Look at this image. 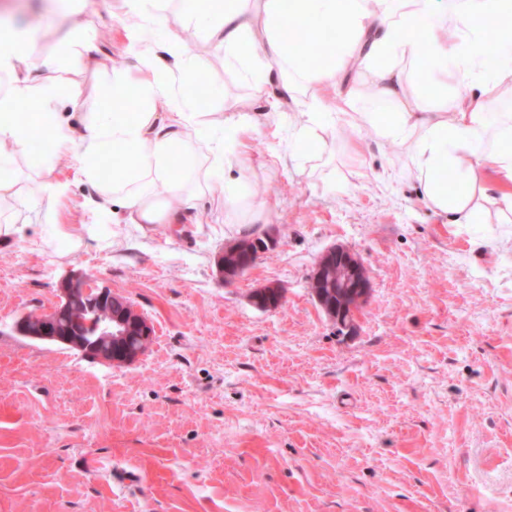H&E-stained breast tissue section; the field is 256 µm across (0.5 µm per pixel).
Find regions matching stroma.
<instances>
[{
	"mask_svg": "<svg viewBox=\"0 0 512 512\" xmlns=\"http://www.w3.org/2000/svg\"><path fill=\"white\" fill-rule=\"evenodd\" d=\"M113 0L77 12L53 0H19L15 25L38 29L45 54L94 39L96 57L124 59L126 31ZM164 23L146 27L163 51L185 42L204 112L258 118L244 141L248 200L266 205L261 232L277 239L238 282L215 257L241 236L237 216L210 192L177 224L139 231L91 209L93 188L62 155L24 158L28 201L0 217L29 239L0 247V512H512V223L488 205L473 224H451L412 181L397 143L360 123L322 134L302 152L268 79H242L224 52L162 0ZM85 106L56 83L57 109L82 128L102 81L81 75ZM67 181L41 193L39 175ZM264 186L254 194V186ZM94 234L70 252L53 223ZM342 244L371 281L354 333L340 335L308 276ZM83 270L129 298L155 341L121 368L19 335L17 315L57 301V285ZM286 289L281 307L249 301L265 283Z\"/></svg>",
	"mask_w": 512,
	"mask_h": 512,
	"instance_id": "stroma-1",
	"label": "stroma"
}]
</instances>
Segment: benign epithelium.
<instances>
[{
    "mask_svg": "<svg viewBox=\"0 0 512 512\" xmlns=\"http://www.w3.org/2000/svg\"><path fill=\"white\" fill-rule=\"evenodd\" d=\"M274 245L269 235L225 244L216 261L221 279L226 284L237 281ZM309 281L327 319L338 330H352L356 313L371 291L359 255L342 244L330 246L317 258ZM57 291L58 301L49 310L26 314L16 321L20 335L65 346L110 367L132 365L151 349L154 327L149 319L87 274L74 273L62 279ZM250 301L260 310H275L285 301V289L268 282L250 294Z\"/></svg>",
    "mask_w": 512,
    "mask_h": 512,
    "instance_id": "obj_1",
    "label": "benign epithelium"
}]
</instances>
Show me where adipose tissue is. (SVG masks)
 <instances>
[{
    "label": "adipose tissue",
    "mask_w": 512,
    "mask_h": 512,
    "mask_svg": "<svg viewBox=\"0 0 512 512\" xmlns=\"http://www.w3.org/2000/svg\"><path fill=\"white\" fill-rule=\"evenodd\" d=\"M120 2L135 61L130 70L95 61L88 41L74 43L67 64H59L43 56L36 32L0 24V203L23 198L18 161L37 129L94 187L95 209L120 205L125 223L138 229L177 223L173 201L191 205L195 191L176 168L199 144L206 148L205 171L228 172L220 193L225 209L240 208L247 200L240 190L246 156L229 154L223 139L211 135L220 119H205L194 98L173 94L163 76L167 60L188 58L187 45L171 41L162 57L145 50L139 21L157 0ZM203 2L190 17L210 29L226 65L248 78L275 72L280 99L304 98L306 111L294 115L299 141L319 140L324 115L350 120L359 90H369L388 111L355 117L375 138L405 148V174L418 181L429 207L450 223H475L495 184L503 211L512 213V113L489 109L494 100L512 98V64L489 66L481 24L512 15V0H263L258 16L245 0ZM292 25L336 38L331 59L319 61L292 45L286 37ZM424 55L433 71L420 86L414 68ZM90 60L98 71H111L112 82L78 131L57 112L53 84L34 85L31 70L39 64L76 76ZM348 71L357 78L344 88L339 78ZM119 100L141 109L121 117L112 109Z\"/></svg>",
    "instance_id": "adipose-tissue-1"
}]
</instances>
